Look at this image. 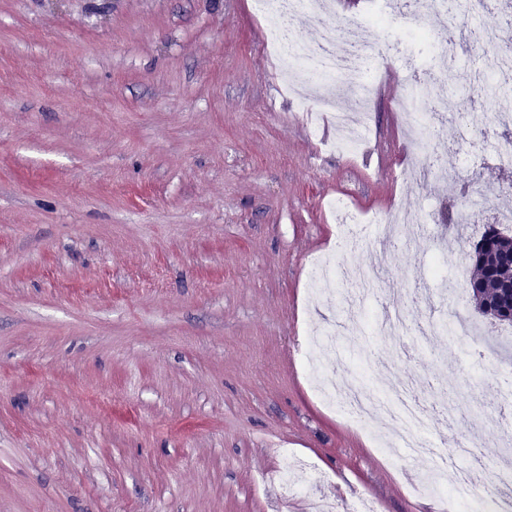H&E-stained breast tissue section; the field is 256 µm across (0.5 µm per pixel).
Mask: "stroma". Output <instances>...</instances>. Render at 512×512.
I'll return each mask as SVG.
<instances>
[{
    "label": "stroma",
    "instance_id": "35a3bbf8",
    "mask_svg": "<svg viewBox=\"0 0 512 512\" xmlns=\"http://www.w3.org/2000/svg\"><path fill=\"white\" fill-rule=\"evenodd\" d=\"M253 0H0V512H309L318 493L418 512L409 483L434 462L385 455L318 397L305 349L343 319L348 284L309 294V263L336 253L323 204L424 210L421 237L366 299L404 305L393 341L357 321L322 374L384 391L381 366L415 379L428 411L447 380L453 414L432 437L494 478L512 385V326L469 293L436 292L467 262L512 150L492 111L424 70L380 68L358 154L321 144L273 72ZM416 89L472 115L483 140L444 122L428 152L459 180H406L409 140L392 100ZM475 336L447 332L458 318ZM480 428L472 447L456 442ZM308 462L288 501L272 479Z\"/></svg>",
    "mask_w": 512,
    "mask_h": 512
}]
</instances>
